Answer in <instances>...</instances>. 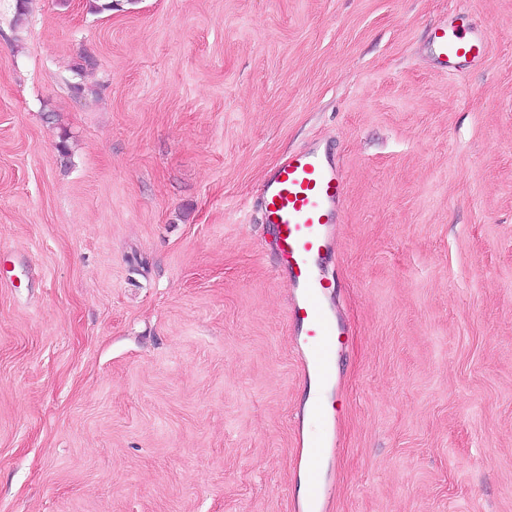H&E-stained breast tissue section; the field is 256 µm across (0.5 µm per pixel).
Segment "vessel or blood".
<instances>
[{"mask_svg": "<svg viewBox=\"0 0 512 512\" xmlns=\"http://www.w3.org/2000/svg\"><path fill=\"white\" fill-rule=\"evenodd\" d=\"M432 43L447 70L481 61L487 49L484 34L453 23L435 27ZM345 190L335 158L314 147L283 158L267 177L261 199L264 221L274 228V245L292 289L289 318L301 335L296 348L302 374L322 385L330 381L333 362L347 343L332 301L336 280L320 268L331 248L333 228L341 220ZM310 413L327 432L300 438L302 452L296 465L306 471L319 466L340 436L336 408L316 403ZM294 512H328L324 488L311 485L295 500Z\"/></svg>", "mask_w": 512, "mask_h": 512, "instance_id": "1", "label": "vessel or blood"}]
</instances>
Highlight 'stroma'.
Instances as JSON below:
<instances>
[{
	"label": "stroma",
	"instance_id": "obj_1",
	"mask_svg": "<svg viewBox=\"0 0 512 512\" xmlns=\"http://www.w3.org/2000/svg\"><path fill=\"white\" fill-rule=\"evenodd\" d=\"M102 2L0 0V512H293L260 193L315 146L346 184L331 512H512V0ZM461 10L488 48L450 73ZM432 43L437 60L447 70L481 61L488 44L484 34L453 22L435 27Z\"/></svg>",
	"mask_w": 512,
	"mask_h": 512
}]
</instances>
